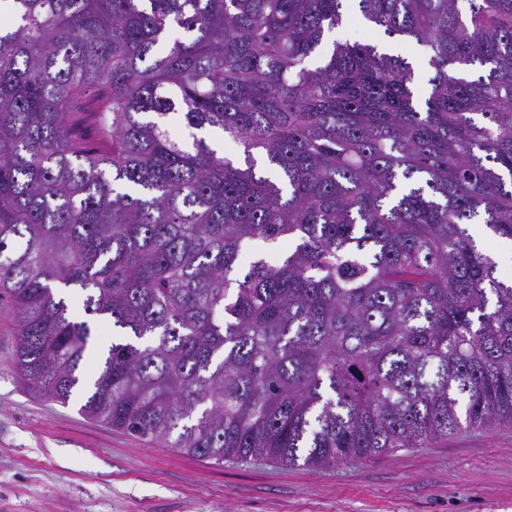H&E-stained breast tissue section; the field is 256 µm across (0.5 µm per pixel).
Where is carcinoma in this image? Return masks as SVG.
<instances>
[{
  "mask_svg": "<svg viewBox=\"0 0 512 512\" xmlns=\"http://www.w3.org/2000/svg\"><path fill=\"white\" fill-rule=\"evenodd\" d=\"M345 2L0 0V327L43 395L217 463L512 424V280L469 232L512 240V0H354L424 95L333 38ZM75 288L112 323L87 376Z\"/></svg>",
  "mask_w": 512,
  "mask_h": 512,
  "instance_id": "carcinoma-1",
  "label": "carcinoma"
}]
</instances>
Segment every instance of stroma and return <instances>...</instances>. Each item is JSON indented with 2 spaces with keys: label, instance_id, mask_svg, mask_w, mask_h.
Instances as JSON below:
<instances>
[{
  "label": "stroma",
  "instance_id": "1",
  "mask_svg": "<svg viewBox=\"0 0 512 512\" xmlns=\"http://www.w3.org/2000/svg\"><path fill=\"white\" fill-rule=\"evenodd\" d=\"M0 332V512H512V425L324 468L203 460L45 397Z\"/></svg>",
  "mask_w": 512,
  "mask_h": 512
}]
</instances>
